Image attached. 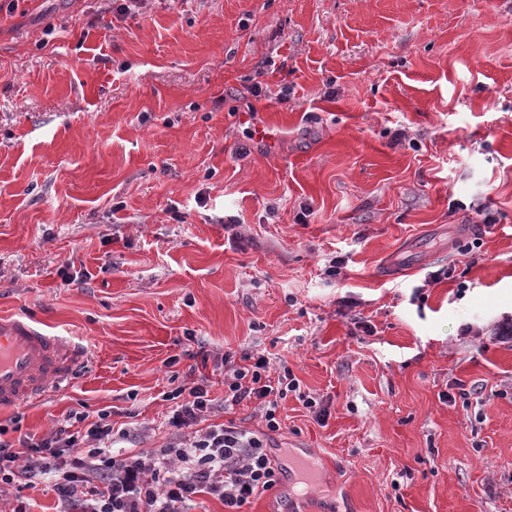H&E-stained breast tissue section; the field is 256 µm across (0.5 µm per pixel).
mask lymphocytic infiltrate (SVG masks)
<instances>
[{"mask_svg": "<svg viewBox=\"0 0 512 512\" xmlns=\"http://www.w3.org/2000/svg\"><path fill=\"white\" fill-rule=\"evenodd\" d=\"M271 364L261 352L244 365L224 360L225 405L258 403L264 429L210 422L214 403L206 385L181 386L167 396L173 436L149 450L113 451L107 410L91 423L75 414L74 425L41 439L25 433L8 441L0 427V482L49 479L60 512H179L180 504L200 494L222 501L224 512H242L250 499L278 483L280 468L269 442L283 428L280 401L293 394L308 411L318 406L288 366L274 377Z\"/></svg>", "mask_w": 512, "mask_h": 512, "instance_id": "lymphocytic-infiltrate-1", "label": "lymphocytic infiltrate"}]
</instances>
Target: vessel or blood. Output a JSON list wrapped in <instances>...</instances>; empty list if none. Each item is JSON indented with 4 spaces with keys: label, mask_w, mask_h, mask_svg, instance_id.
<instances>
[{
    "label": "vessel or blood",
    "mask_w": 512,
    "mask_h": 512,
    "mask_svg": "<svg viewBox=\"0 0 512 512\" xmlns=\"http://www.w3.org/2000/svg\"><path fill=\"white\" fill-rule=\"evenodd\" d=\"M82 348L25 314L0 315V407L69 384Z\"/></svg>",
    "instance_id": "1"
}]
</instances>
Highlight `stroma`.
Masks as SVG:
<instances>
[{
	"label": "stroma",
	"mask_w": 512,
	"mask_h": 512,
	"mask_svg": "<svg viewBox=\"0 0 512 512\" xmlns=\"http://www.w3.org/2000/svg\"><path fill=\"white\" fill-rule=\"evenodd\" d=\"M0 312L91 349L2 425L106 408L121 447L156 448L165 393L203 380L214 422L259 430L224 407V354L278 353L325 417L288 395L272 453L312 451L335 495L243 512H512V0H20ZM21 503L58 508L0 487Z\"/></svg>",
	"instance_id": "35a3bbf8"
}]
</instances>
